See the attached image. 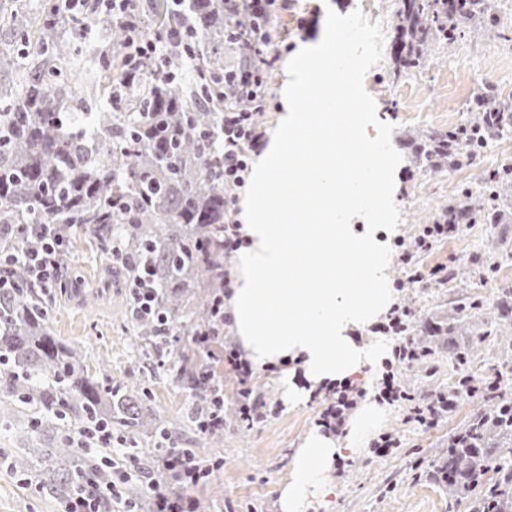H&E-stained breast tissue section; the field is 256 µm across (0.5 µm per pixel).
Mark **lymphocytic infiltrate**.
<instances>
[{
  "instance_id": "obj_1",
  "label": "lymphocytic infiltrate",
  "mask_w": 512,
  "mask_h": 512,
  "mask_svg": "<svg viewBox=\"0 0 512 512\" xmlns=\"http://www.w3.org/2000/svg\"><path fill=\"white\" fill-rule=\"evenodd\" d=\"M104 8L129 33L128 50L125 54L129 74H137L143 59L158 58L163 50L170 52L179 48L184 51L186 60H193L190 45L194 36L191 28H184L161 42L155 38L144 37L140 14L130 7L128 0H105ZM257 39L266 44V52L257 53L252 65L238 75L240 86L248 90L247 104L237 109L225 110L221 125L222 151L217 159V169L224 177V249L228 252L237 250L241 243L237 233L238 222L233 218L236 190L244 185L251 152L262 147L265 137L255 120L251 104L257 99L256 89L263 84L267 70L279 58L278 50L270 45L269 33H260ZM7 237L10 241L9 247L0 250V288L8 287L9 272L17 265L26 267L30 287L43 290L55 287L60 277L56 254L64 240L63 225L13 224L9 227ZM30 237L36 239V248L23 247V240ZM412 318L413 313L408 307L396 304L391 307L384 322L377 326L378 331L393 336L395 340L392 349L395 364L387 368L383 375V387L377 396L379 403L405 404L409 419L431 426L454 412L461 398H471L484 392L499 395L501 383L496 380L489 383H467L449 393L415 397L403 384L399 374L400 368L427 355L426 350L419 348L409 334ZM197 387L204 393L203 403L198 406L195 414L198 431L204 434L223 428V377L208 373L198 382ZM363 395V389L353 381L340 384L333 393L332 404L321 414L320 421L325 430L336 435L344 433L349 416Z\"/></svg>"
}]
</instances>
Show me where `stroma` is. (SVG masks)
Returning a JSON list of instances; mask_svg holds the SVG:
<instances>
[{"label":"stroma","instance_id":"1","mask_svg":"<svg viewBox=\"0 0 512 512\" xmlns=\"http://www.w3.org/2000/svg\"><path fill=\"white\" fill-rule=\"evenodd\" d=\"M359 5L360 0H295L288 11L274 14L271 34L295 46L308 43L317 39L328 13H335L342 23L358 14ZM390 71V47L384 44L354 74L352 99L345 111L368 114L394 161L384 190L393 229L384 239L385 275L392 284L404 281L395 301L415 313L411 334L430 350L422 361L406 367L401 379L421 397L452 389L458 379L452 356L464 346L472 353L468 373L501 379L503 396L512 398V318L501 316L504 308L512 306L503 295L504 289H512V214L488 225L475 241L463 235L442 241L431 252L415 254L409 265L399 261L395 245L397 238L413 239L460 186L481 182L496 170L498 157H512V138H500L491 143L485 159L453 176L445 170H428L415 158L420 134L472 119L470 102L486 85L512 93V24L495 23L486 35L434 51L424 68L413 74L419 98L397 94L388 78ZM416 103L427 116L408 120L407 111ZM68 248L72 263L64 287L42 295L52 335L80 348L87 373L100 387L141 388L159 424L173 428L167 447L189 449L198 461L212 466L208 477L181 489L198 512H280V487L295 450L327 405L324 394H312L296 406L287 404L279 390L278 372L257 371L250 385L266 402L268 415L253 424L243 421L239 384L225 361L237 344L226 328L208 359L212 370L224 375V427L199 433L194 410L203 394L193 387L188 371L197 355L193 312L207 288L187 296L169 336L146 352L130 316L131 290L124 269L113 265L110 251L101 249L88 232H76ZM451 258L457 275L450 285L409 282L411 268L426 273ZM463 298L479 301L480 307L456 334H449L448 317ZM489 405L486 399H463L455 412L433 426L408 420L405 405L384 406L377 430L398 436L400 447L385 454L367 448L341 456L345 472L332 479L335 495L309 512H473L474 491L450 486L441 460L448 454L449 437ZM41 419V413L0 392V512H64L37 477L11 464L32 445L49 448L66 439L79 440L80 425L73 415L55 417L52 431L46 433L39 428ZM150 443L147 437L131 442L127 429L116 425L111 446L89 448L94 462L117 477L114 512H151L146 480L157 477L161 467Z\"/></svg>","mask_w":512,"mask_h":512}]
</instances>
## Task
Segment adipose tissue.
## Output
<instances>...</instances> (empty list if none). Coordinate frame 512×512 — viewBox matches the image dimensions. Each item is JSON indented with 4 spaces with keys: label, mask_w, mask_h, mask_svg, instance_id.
<instances>
[{
    "label": "adipose tissue",
    "mask_w": 512,
    "mask_h": 512,
    "mask_svg": "<svg viewBox=\"0 0 512 512\" xmlns=\"http://www.w3.org/2000/svg\"><path fill=\"white\" fill-rule=\"evenodd\" d=\"M336 25L318 42L299 48L294 78L283 94L284 112L253 167L243 202V238L236 252L239 283L224 301L231 328L254 369L282 367L283 397L298 404L311 390L372 368L387 356L389 342L356 341L353 327L375 321L394 300L384 285L385 256L370 233L353 234L336 209L350 198L380 190L387 172L374 170L346 181L337 166L333 113L304 112L310 89L323 88L336 65ZM295 180H288L290 165ZM298 362L306 387L295 384L288 362ZM383 416L374 400L363 402L345 438L313 429L297 448L280 497L281 512H309L332 493L327 479L337 457L358 453Z\"/></svg>",
    "instance_id": "ef3b65f1"
}]
</instances>
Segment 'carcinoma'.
I'll return each mask as SVG.
<instances>
[{"label":"carcinoma","mask_w":512,"mask_h":512,"mask_svg":"<svg viewBox=\"0 0 512 512\" xmlns=\"http://www.w3.org/2000/svg\"><path fill=\"white\" fill-rule=\"evenodd\" d=\"M179 12L196 32L193 50L202 60L191 85L178 88L161 74L174 59H147L140 76L127 80L123 64L112 57V48L123 45L124 29L113 23L109 46L82 66L84 88L102 89L112 108L86 112L79 84L59 78L79 67L63 28L94 25L98 15H62L56 0H46L36 20L0 9V27L10 39L33 44L27 65L0 83V225L64 224L69 235L85 228L104 247L122 231L128 250L155 268L156 306L171 318L199 282L218 288L224 279V179L213 144L200 133L217 130L224 107L239 104L224 90L235 87L252 58L244 41L257 23L235 0H183ZM492 16L490 0H398L393 77L420 67L432 49L458 43L468 28L488 27ZM469 111L474 120L425 134L419 151L429 168L467 167L488 139L512 127V95L496 86L475 96ZM511 206L512 165L498 170L481 192L466 190L448 201L433 223L454 217L461 224H496ZM10 276L16 287L0 290V389L33 410L67 409L88 426L158 429L139 404V390L119 395L89 380L80 350L52 336L38 297L23 296L25 270L17 266ZM195 314V330L215 325L212 300ZM495 437L501 439L498 454L480 451ZM13 465L38 472L41 486L64 507L79 478L96 468L71 441L29 448ZM443 468L474 488L494 471L498 477L486 487L478 512L488 505L512 512V403H496L449 437Z\"/></svg>","instance_id":"obj_1"}]
</instances>
